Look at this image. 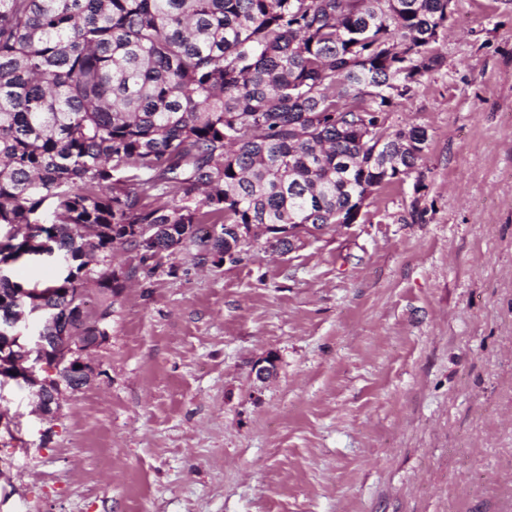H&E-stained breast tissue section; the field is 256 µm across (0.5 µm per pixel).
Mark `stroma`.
<instances>
[{"mask_svg": "<svg viewBox=\"0 0 512 512\" xmlns=\"http://www.w3.org/2000/svg\"><path fill=\"white\" fill-rule=\"evenodd\" d=\"M452 10L385 114L424 151L355 223L115 251L92 383L51 417L0 387V512H512V0Z\"/></svg>", "mask_w": 512, "mask_h": 512, "instance_id": "stroma-1", "label": "stroma"}]
</instances>
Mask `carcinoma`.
<instances>
[{
  "label": "carcinoma",
  "mask_w": 512,
  "mask_h": 512,
  "mask_svg": "<svg viewBox=\"0 0 512 512\" xmlns=\"http://www.w3.org/2000/svg\"><path fill=\"white\" fill-rule=\"evenodd\" d=\"M447 24L448 0H0V265L51 240L70 268L44 289L76 310L91 280L120 291L92 263L144 249L135 224L159 226L147 261L254 247L232 224L336 223L393 182L343 125L439 67ZM20 287L0 278V316Z\"/></svg>",
  "instance_id": "obj_1"
}]
</instances>
